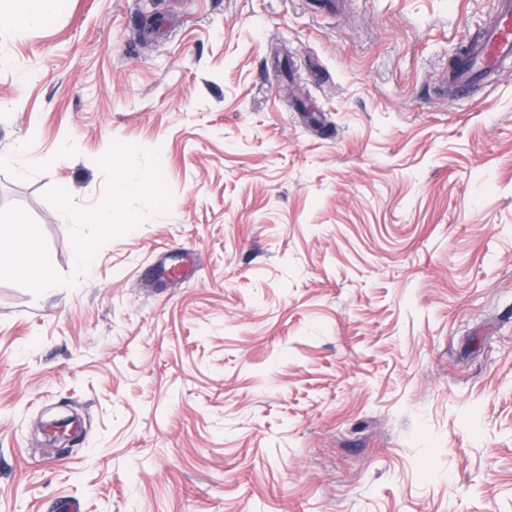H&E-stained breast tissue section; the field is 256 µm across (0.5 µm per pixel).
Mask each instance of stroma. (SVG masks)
Here are the masks:
<instances>
[{
  "instance_id": "stroma-1",
  "label": "stroma",
  "mask_w": 512,
  "mask_h": 512,
  "mask_svg": "<svg viewBox=\"0 0 512 512\" xmlns=\"http://www.w3.org/2000/svg\"><path fill=\"white\" fill-rule=\"evenodd\" d=\"M491 9L0 23V207L57 271L72 224L43 194L96 205L112 142L158 150L173 193L75 286L0 282V512H512V72L439 88Z\"/></svg>"
}]
</instances>
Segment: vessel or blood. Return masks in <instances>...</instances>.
Listing matches in <instances>:
<instances>
[{"instance_id":"vessel-or-blood-1","label":"vessel or blood","mask_w":512,"mask_h":512,"mask_svg":"<svg viewBox=\"0 0 512 512\" xmlns=\"http://www.w3.org/2000/svg\"><path fill=\"white\" fill-rule=\"evenodd\" d=\"M512 70V0H493L492 10L477 38L467 41L441 83L463 99L483 82Z\"/></svg>"}]
</instances>
